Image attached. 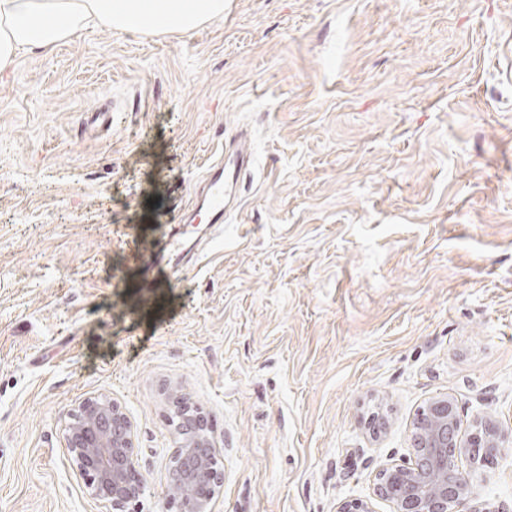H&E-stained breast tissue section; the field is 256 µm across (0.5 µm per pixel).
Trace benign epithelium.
<instances>
[{
	"instance_id": "obj_1",
	"label": "benign epithelium",
	"mask_w": 512,
	"mask_h": 512,
	"mask_svg": "<svg viewBox=\"0 0 512 512\" xmlns=\"http://www.w3.org/2000/svg\"><path fill=\"white\" fill-rule=\"evenodd\" d=\"M177 441L171 456L170 491L179 512H214L223 473L215 468L216 445L201 412L172 394ZM133 425L121 404L94 395L84 398L66 425V448L78 472L90 477L93 495L112 512H142L144 481L134 457ZM512 447L490 412L478 413L463 428L455 399L440 396L413 421L410 456L380 469L375 496L394 512H512V505L475 491L473 475ZM469 467L461 465V459Z\"/></svg>"
}]
</instances>
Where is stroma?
<instances>
[{
    "instance_id": "stroma-1",
    "label": "stroma",
    "mask_w": 512,
    "mask_h": 512,
    "mask_svg": "<svg viewBox=\"0 0 512 512\" xmlns=\"http://www.w3.org/2000/svg\"><path fill=\"white\" fill-rule=\"evenodd\" d=\"M241 136L238 204L199 222ZM174 391L215 512H393L372 478L438 396L512 429V0H224L0 73V512H110L64 439L93 394L133 424L143 512H176ZM474 480L511 501L512 451ZM252 153L246 146L227 153L224 157L213 162L206 170L202 182L195 193L194 207L199 212L204 209L208 216L207 224H224L226 207L224 194V179L226 171L239 175L252 164Z\"/></svg>"
}]
</instances>
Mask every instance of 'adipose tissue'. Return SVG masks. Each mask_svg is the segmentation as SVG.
I'll return each instance as SVG.
<instances>
[{
  "instance_id": "obj_1",
  "label": "adipose tissue",
  "mask_w": 512,
  "mask_h": 512,
  "mask_svg": "<svg viewBox=\"0 0 512 512\" xmlns=\"http://www.w3.org/2000/svg\"><path fill=\"white\" fill-rule=\"evenodd\" d=\"M224 14V0H0V72L20 53L50 50L91 23L183 34Z\"/></svg>"
}]
</instances>
